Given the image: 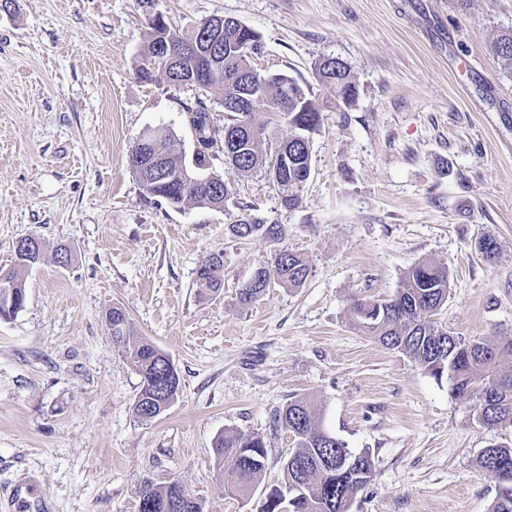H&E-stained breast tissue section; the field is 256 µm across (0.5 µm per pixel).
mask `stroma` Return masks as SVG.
Masks as SVG:
<instances>
[{
	"instance_id": "35a3bbf8",
	"label": "stroma",
	"mask_w": 512,
	"mask_h": 512,
	"mask_svg": "<svg viewBox=\"0 0 512 512\" xmlns=\"http://www.w3.org/2000/svg\"><path fill=\"white\" fill-rule=\"evenodd\" d=\"M171 31L232 16L258 35L255 69L294 79L320 102L312 172L293 208L263 173L234 177L221 211L147 196L131 147L164 127L195 150V89L141 82L148 17L138 0H14L0 10V268L28 235L44 257L26 303L0 320V512L33 481L49 512H136L144 483L179 482L205 512H255L296 448L274 413L308 396L323 425L373 476L351 512H490L479 452L512 442L474 401L350 323V298H387L421 259L445 266L437 319L470 340L512 337V69L489 46L512 29V0H160ZM351 67L349 107L316 65ZM259 214L308 260L299 288L239 291L270 243L229 225ZM493 237V260L478 250ZM71 259L55 261L59 247ZM224 254L220 296L196 270ZM170 356L181 388L160 417L133 412L141 378L118 353L106 312ZM254 432L266 468L250 499L224 491L215 440Z\"/></svg>"
}]
</instances>
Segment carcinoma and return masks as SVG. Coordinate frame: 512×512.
Segmentation results:
<instances>
[{"label": "carcinoma", "mask_w": 512, "mask_h": 512, "mask_svg": "<svg viewBox=\"0 0 512 512\" xmlns=\"http://www.w3.org/2000/svg\"><path fill=\"white\" fill-rule=\"evenodd\" d=\"M149 15V32L137 77L145 83L161 76L168 84L181 87L189 77L191 63L184 60L170 65L156 55V44L167 38L182 45L205 42L204 22L190 25L181 33L168 28L163 14L157 13V0H139ZM258 48L256 32L233 17L224 18V48L218 61V73L199 84H190L198 95L212 97L219 105L244 95L250 107L244 111L223 109L224 128L233 127L239 133L234 158H224L225 164L237 173L261 171L269 174L278 162L277 152L262 149L269 136L268 127L256 121V111L266 105L274 106L292 133L284 142L293 155L288 177L272 182L281 203L292 208L297 205V192L306 182L311 163V134L321 123V108L312 95L293 79L265 75L253 68L243 49ZM490 52L505 67L512 68V31L500 34L491 44ZM317 80L336 89V100L352 105L358 89L351 67L338 57H327L316 70ZM198 109L189 111V124L194 131L198 148L188 158L174 148V136L165 128L154 129L150 151L159 155L171 178L157 181L146 191L150 197L182 201L221 210L234 194L232 179L216 174V188L209 189L179 180L183 171L206 174L209 153L226 133L214 125L211 112L204 102L197 101ZM239 239L262 238L279 244L274 249L271 264H262L257 284L246 287L241 299L252 302L259 299L276 281L285 288H299L308 280L311 270L306 259L282 245L285 229L270 224L267 218L249 214L229 227ZM207 260L217 262L216 272L205 278L196 277V286L209 295H217L224 288V268L218 254ZM28 264L17 258L8 270L14 285L17 306L26 302L24 271ZM449 274L446 267L423 259L404 274L400 288L390 298L352 299L349 318L358 331L372 337L382 346L396 350L417 361L431 376L441 379L448 375L451 392L476 403L480 421L490 429L512 426V371L502 368V361L512 356V339L491 342L483 339L466 341L455 336L437 321L436 316L448 298ZM112 342L141 377V388L134 403V413L144 422L159 416V410L174 402L181 387L177 367L154 344L131 341L132 327L126 313L112 308ZM274 423L295 437L296 450L283 465L281 484L270 488L261 500L258 512H278L280 491L294 485L295 501L288 504V512H350L356 495L370 482L372 460L367 453L354 454L342 441L327 431L319 421V409L306 397L289 401L274 415ZM216 466L224 472V489L231 496L250 498L262 477L267 460L263 438L257 433L226 434L214 443ZM480 468L499 479L509 476V482L498 483V492L491 512H512V443L494 444L478 456ZM183 490L177 482L164 486L144 485L139 497L162 512L163 505Z\"/></svg>", "instance_id": "obj_1"}]
</instances>
